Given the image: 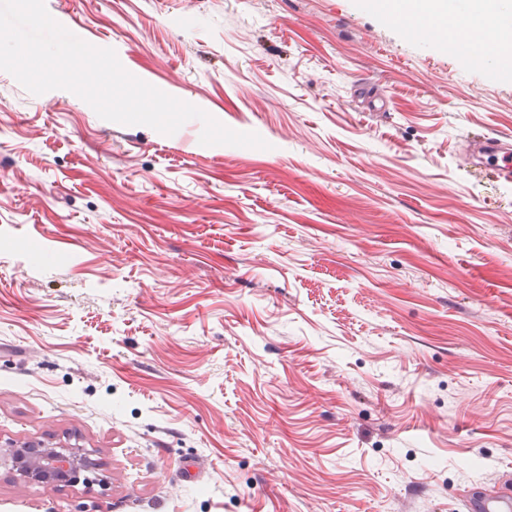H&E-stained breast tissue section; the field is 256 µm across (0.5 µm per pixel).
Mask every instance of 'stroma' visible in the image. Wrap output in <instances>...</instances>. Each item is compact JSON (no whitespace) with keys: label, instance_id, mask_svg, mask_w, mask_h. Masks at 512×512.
Returning <instances> with one entry per match:
<instances>
[{"label":"stroma","instance_id":"35a3bbf8","mask_svg":"<svg viewBox=\"0 0 512 512\" xmlns=\"http://www.w3.org/2000/svg\"><path fill=\"white\" fill-rule=\"evenodd\" d=\"M268 149L0 71V512H464L512 472V70L372 0H45ZM199 477L185 481L184 461ZM474 164L501 184L512 183V151L500 138H474ZM10 466L24 480L47 489L68 482L91 465V460L74 448H51L43 443L6 444L0 448V466Z\"/></svg>","mask_w":512,"mask_h":512}]
</instances>
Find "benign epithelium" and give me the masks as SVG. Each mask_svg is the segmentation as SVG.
<instances>
[{
	"label": "benign epithelium",
	"instance_id": "7a95c632",
	"mask_svg": "<svg viewBox=\"0 0 512 512\" xmlns=\"http://www.w3.org/2000/svg\"><path fill=\"white\" fill-rule=\"evenodd\" d=\"M15 470L24 480L47 489L65 483L91 465L74 448H51L43 443L6 444L0 447V466Z\"/></svg>",
	"mask_w": 512,
	"mask_h": 512
}]
</instances>
